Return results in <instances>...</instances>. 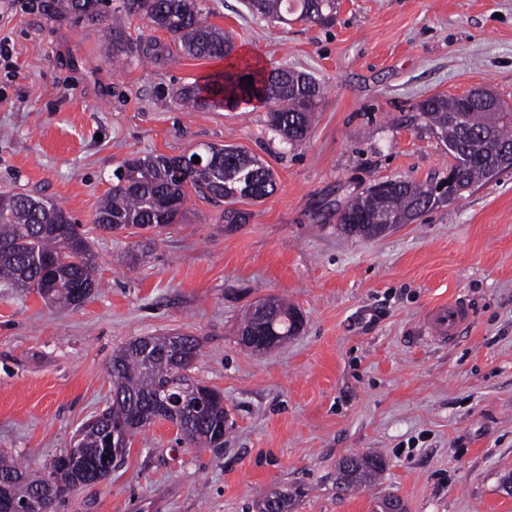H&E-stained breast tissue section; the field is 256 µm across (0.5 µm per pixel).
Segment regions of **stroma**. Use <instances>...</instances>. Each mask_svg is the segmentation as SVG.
Segmentation results:
<instances>
[{
  "mask_svg": "<svg viewBox=\"0 0 512 512\" xmlns=\"http://www.w3.org/2000/svg\"><path fill=\"white\" fill-rule=\"evenodd\" d=\"M209 21L268 67L325 93L308 137L284 142L269 104L184 109L217 59L194 58L141 14L90 21L70 0H0V193L55 201L86 230L100 286L59 307L0 282V454L38 470L112 399L113 352L137 336H197L191 374L224 397V446L201 451L160 420L111 475L55 512H258L303 488L292 512H512V169L373 239L341 233L348 199L391 179L444 177L448 149L414 122L421 100L486 87L512 103V0H336L330 26L271 22L244 0H204ZM155 42L160 59L113 54ZM232 145L275 174L236 200L248 223L189 195L182 223L99 230L112 173L132 156ZM301 314L297 336L257 354L239 340L260 299ZM458 298L467 338L420 339L428 307ZM380 451L377 484L348 495L336 465ZM302 494H304V492H302L300 488H294V490L290 491H273L259 500L258 511L267 512L265 511L267 503L271 498H274L276 503V512H290L292 511L291 507L293 503L296 501L297 497H301ZM268 510H274L273 499L268 503Z\"/></svg>",
  "mask_w": 512,
  "mask_h": 512,
  "instance_id": "stroma-1",
  "label": "stroma"
}]
</instances>
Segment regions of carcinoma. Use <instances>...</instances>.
Returning <instances> with one entry per match:
<instances>
[{
    "mask_svg": "<svg viewBox=\"0 0 512 512\" xmlns=\"http://www.w3.org/2000/svg\"><path fill=\"white\" fill-rule=\"evenodd\" d=\"M74 11L90 20L99 16L103 0H70ZM204 0H131L114 12L134 9L143 14L155 29L168 32L179 40L184 51L196 58L222 59L233 50L224 30L208 23L209 11ZM246 8L274 22L287 21L286 15L299 20L328 25L336 10L335 0H245ZM251 73L227 70L214 77L211 86L188 87L180 101L195 109L211 100L212 105L236 107L260 100L273 102L267 124L285 142L293 145L305 140L310 131L311 112L323 95V87L311 76L285 67L274 69L270 76H258L247 85ZM413 119L429 128L446 145L458 147L456 184L465 193L477 184L512 168L501 151L512 146V107L496 98L489 104L472 92L458 97L433 95L422 100ZM211 153L200 166L182 163L184 156L162 154L134 156L121 167L124 177H116L95 216V224L106 231L129 226L150 229L158 224H175L183 216L187 189L215 202L236 198L262 201L270 196L276 181L271 169L260 159L231 146H210ZM437 185H420L397 180L383 191L372 189L349 200L338 218L340 229L350 235L374 238L380 232L376 217H388L393 224H404L427 205L443 203L436 194ZM55 262L57 284L49 292L40 288L42 261ZM96 255L91 241L70 222L57 204L36 199L27 193L0 194V280L15 288L37 291L44 301L77 306L74 289L93 293L96 281ZM244 328L265 330L276 346L300 331L298 311L274 298L249 311ZM179 341L155 338L150 352L135 339L112 356L110 375L114 387L112 405L85 424V436L79 445L88 452L112 444V431L124 426L121 444L157 420L172 423L182 440L196 448L214 451L224 447V399L211 390L204 409L197 408L194 392L199 383L188 374L199 353V341L186 334ZM185 390L184 403L176 415L161 412L159 395ZM384 459L376 452H364L342 458L337 466L336 484L349 492L373 483L383 471ZM19 477V491L40 494L42 508L53 512L58 487L47 472H30L7 457H0V478ZM302 496L299 488L273 491L258 502V512H265L275 499L276 512H291Z\"/></svg>",
    "mask_w": 512,
    "mask_h": 512,
    "instance_id": "carcinoma-1",
    "label": "carcinoma"
}]
</instances>
